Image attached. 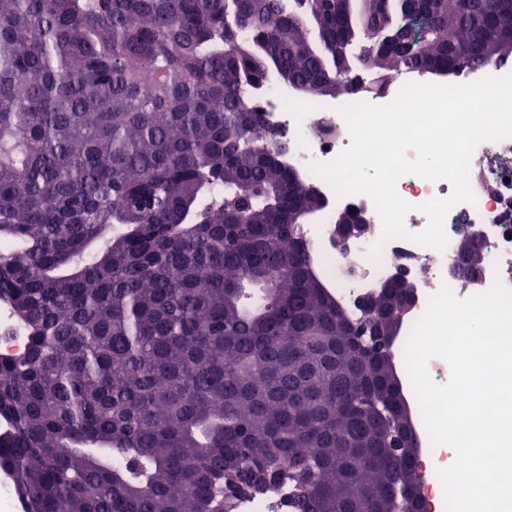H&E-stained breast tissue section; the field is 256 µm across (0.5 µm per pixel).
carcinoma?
<instances>
[{"label":"carcinoma","mask_w":512,"mask_h":512,"mask_svg":"<svg viewBox=\"0 0 512 512\" xmlns=\"http://www.w3.org/2000/svg\"><path fill=\"white\" fill-rule=\"evenodd\" d=\"M0 0V469L24 512H419L392 347L404 284L337 302L301 215L326 201L250 91L364 89L512 57V0ZM367 43L365 53L359 45ZM368 27L370 38L373 42L380 43L399 53L406 50L409 46V37L403 28L386 27L374 19H370ZM27 346L23 330L12 320L9 312L0 308V352L12 353ZM291 493L288 486L278 491L254 497H245L239 503L238 512H293Z\"/></svg>","instance_id":"obj_1"}]
</instances>
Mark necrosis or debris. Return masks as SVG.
Instances as JSON below:
<instances>
[{"label": "necrosis or debris", "mask_w": 512, "mask_h": 512, "mask_svg": "<svg viewBox=\"0 0 512 512\" xmlns=\"http://www.w3.org/2000/svg\"><path fill=\"white\" fill-rule=\"evenodd\" d=\"M270 126L288 139L286 162L299 173L311 177L326 200L320 223L307 225L306 238L321 265V271L341 305L358 312L361 303L389 279L398 265H405L415 285L416 302L410 313L418 319L430 296L441 285H449L461 298L487 290L493 280L512 288V137L481 141L474 149L469 169L471 200L458 203L446 215L443 248L426 247L405 239L381 243L382 223L370 196H337L321 176L315 175L313 162L335 158L350 144L347 124L339 113V104L317 97L294 99L291 92L270 80L255 91ZM361 207L372 226L364 238L354 241L349 254L339 253L330 242V230L337 210ZM467 224L484 236L486 261L479 287L454 277L458 225ZM381 245L379 258H372L374 245Z\"/></svg>", "instance_id": "4bbe7bcc"}]
</instances>
